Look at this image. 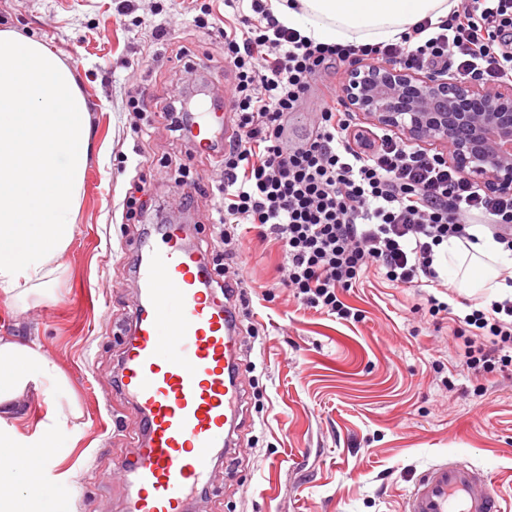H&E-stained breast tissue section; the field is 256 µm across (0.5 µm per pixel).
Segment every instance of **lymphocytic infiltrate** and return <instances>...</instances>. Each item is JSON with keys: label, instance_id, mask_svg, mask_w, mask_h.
Here are the masks:
<instances>
[{"label": "lymphocytic infiltrate", "instance_id": "lymphocytic-infiltrate-1", "mask_svg": "<svg viewBox=\"0 0 512 512\" xmlns=\"http://www.w3.org/2000/svg\"><path fill=\"white\" fill-rule=\"evenodd\" d=\"M359 59L512 82V0H458L448 17L423 20L398 42L359 45L314 42L276 21L268 0H251L250 14L224 28L235 131L221 158L225 247L211 259L230 270L238 226L255 224L280 244L281 283L306 308L361 319L342 294L373 266L394 285L434 288L430 315L450 313L439 296L453 287L433 265L435 249L451 238L474 241L470 228L481 220L512 251V189L487 191L438 153L353 129L335 87L308 136L290 140L288 116L305 103L315 73ZM463 322L467 370L512 371V300L472 309Z\"/></svg>", "mask_w": 512, "mask_h": 512}]
</instances>
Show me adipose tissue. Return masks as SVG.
<instances>
[{
	"label": "adipose tissue",
	"mask_w": 512,
	"mask_h": 512,
	"mask_svg": "<svg viewBox=\"0 0 512 512\" xmlns=\"http://www.w3.org/2000/svg\"><path fill=\"white\" fill-rule=\"evenodd\" d=\"M457 0H272L278 21L318 43H392L423 19L447 16ZM90 148L87 103L72 69L44 43L0 29V300L36 306L51 299L46 281L70 246ZM452 238L437 248L456 288L512 295L502 282L512 255L492 235ZM38 406L27 424L22 409ZM83 413L68 377L36 342L0 338V512H75L66 447Z\"/></svg>",
	"instance_id": "obj_1"
}]
</instances>
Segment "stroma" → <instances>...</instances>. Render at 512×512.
Here are the masks:
<instances>
[{
  "mask_svg": "<svg viewBox=\"0 0 512 512\" xmlns=\"http://www.w3.org/2000/svg\"><path fill=\"white\" fill-rule=\"evenodd\" d=\"M236 16L226 0H0V28L58 53L90 115L76 230L50 277L54 298L30 309L0 303V336L36 339L83 410L66 460L77 472L76 512H128L132 495L119 465L134 458L139 415L113 380L138 302L132 262L143 226L189 224L206 251L219 239L224 171L189 156L160 107L203 84L231 88L224 24ZM348 71L314 76L290 139L309 132L315 92L343 85ZM133 92L144 112L129 109ZM181 165L207 190L190 213L179 206ZM138 183L147 205L130 219L124 199ZM239 233L246 428L193 512H403L415 476L446 457L486 469L512 512V376L476 378L462 366L465 294L453 317L435 319L423 292L371 268L343 294L362 312L346 322L300 305L279 283V246L251 224Z\"/></svg>",
  "mask_w": 512,
  "mask_h": 512,
  "instance_id": "stroma-1",
  "label": "stroma"
}]
</instances>
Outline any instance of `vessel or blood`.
Returning a JSON list of instances; mask_svg holds the SVG:
<instances>
[{
	"instance_id": "1",
	"label": "vessel or blood",
	"mask_w": 512,
	"mask_h": 512,
	"mask_svg": "<svg viewBox=\"0 0 512 512\" xmlns=\"http://www.w3.org/2000/svg\"><path fill=\"white\" fill-rule=\"evenodd\" d=\"M232 134L231 100L193 114L187 135L213 160ZM143 289L118 390L140 415L138 454L124 470L137 488L132 512H188L209 485L217 455L232 459L245 425L237 290L221 283L183 224H157L135 247ZM404 512H503L487 472L446 459L415 479Z\"/></svg>"
}]
</instances>
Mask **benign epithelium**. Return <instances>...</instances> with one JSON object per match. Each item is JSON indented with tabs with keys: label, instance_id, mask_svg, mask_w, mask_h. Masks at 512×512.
I'll return each mask as SVG.
<instances>
[{
	"label": "benign epithelium",
	"instance_id": "obj_1",
	"mask_svg": "<svg viewBox=\"0 0 512 512\" xmlns=\"http://www.w3.org/2000/svg\"><path fill=\"white\" fill-rule=\"evenodd\" d=\"M349 111L441 151L448 165L487 190L512 186V84L482 85L451 72L431 73L360 62L342 88Z\"/></svg>",
	"mask_w": 512,
	"mask_h": 512
}]
</instances>
